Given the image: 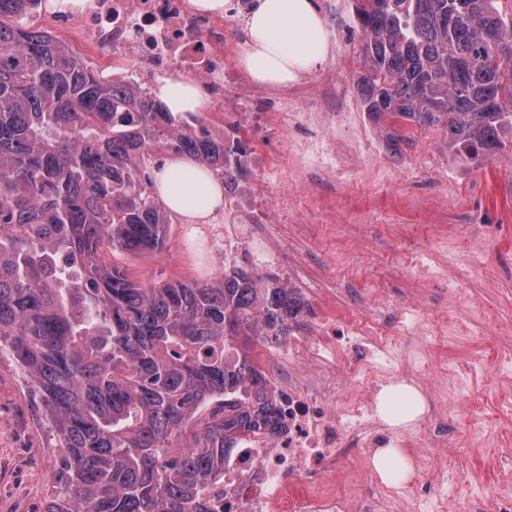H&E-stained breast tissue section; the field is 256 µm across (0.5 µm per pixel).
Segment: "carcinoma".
I'll return each mask as SVG.
<instances>
[{"instance_id":"1","label":"carcinoma","mask_w":512,"mask_h":512,"mask_svg":"<svg viewBox=\"0 0 512 512\" xmlns=\"http://www.w3.org/2000/svg\"><path fill=\"white\" fill-rule=\"evenodd\" d=\"M0 0V353L63 451L45 512H214L208 489L278 431L254 355L304 302L247 264L138 283L106 256L164 247L170 212L140 167L188 155L229 187L224 131L114 84ZM357 86L393 154L444 129L472 162L512 136V12L500 0H354Z\"/></svg>"}]
</instances>
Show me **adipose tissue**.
Here are the masks:
<instances>
[{"label":"adipose tissue","mask_w":512,"mask_h":512,"mask_svg":"<svg viewBox=\"0 0 512 512\" xmlns=\"http://www.w3.org/2000/svg\"><path fill=\"white\" fill-rule=\"evenodd\" d=\"M248 41L239 63L255 82L285 86L314 69L328 54L326 23L311 0H254L246 19ZM154 98L174 115L186 118L206 111L201 87L186 78L159 82ZM158 198L188 224H209L224 211V184L190 157L162 158L154 167ZM425 410L421 391L406 382L384 386L376 398V412L390 428L414 425ZM382 481L401 483L412 475L405 449L388 445L370 459Z\"/></svg>","instance_id":"1"}]
</instances>
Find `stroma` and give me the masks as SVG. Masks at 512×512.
I'll return each instance as SVG.
<instances>
[{
    "label": "stroma",
    "mask_w": 512,
    "mask_h": 512,
    "mask_svg": "<svg viewBox=\"0 0 512 512\" xmlns=\"http://www.w3.org/2000/svg\"><path fill=\"white\" fill-rule=\"evenodd\" d=\"M325 22L331 53L304 80L332 79L335 103L361 111L363 33L352 5ZM412 139L399 155L367 152L320 180L300 159L254 174L273 205L265 239L291 248L301 264L308 315L367 314L384 293V327L399 337L397 375L427 401L415 426L390 437L410 454L412 477L387 486L369 454L353 448L342 487L366 502L393 488L389 512H438L458 499L466 512H496L497 499L512 495V148L473 165L448 151L442 131L417 129ZM227 222L218 216L192 243L174 219L163 250L114 262L143 283L208 281L223 267ZM411 306L418 318L407 325ZM433 428L448 431L451 447H424L416 434ZM60 461L17 365L0 355V512H44ZM415 489L421 496L411 506Z\"/></svg>",
    "instance_id": "35a3bbf8"
}]
</instances>
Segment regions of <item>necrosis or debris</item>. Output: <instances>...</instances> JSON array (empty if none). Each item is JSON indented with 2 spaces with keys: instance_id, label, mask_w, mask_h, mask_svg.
Wrapping results in <instances>:
<instances>
[{
  "instance_id": "1",
  "label": "necrosis or debris",
  "mask_w": 512,
  "mask_h": 512,
  "mask_svg": "<svg viewBox=\"0 0 512 512\" xmlns=\"http://www.w3.org/2000/svg\"><path fill=\"white\" fill-rule=\"evenodd\" d=\"M247 13L246 0H232L221 18L191 11L186 0H91L85 11L53 16L41 5L23 22L52 19L107 51L116 83L146 91L174 74L191 75L223 112L224 157L241 171L280 166V157L263 149L274 121L281 131L296 129L295 154L323 172L334 159L337 127L352 125L356 115L305 112L302 98L288 95L260 106V90L224 63V29L243 25ZM224 207L233 217L224 228L225 259L243 251L274 278L299 279L298 268L269 253L256 231L271 215L264 195L238 186L225 194ZM397 343L370 315L303 319L288 339L269 341L263 369L277 399L279 430L270 445L244 448L225 468L224 512H373L337 487L336 472L347 449L388 444L374 392L378 380L396 374Z\"/></svg>"
}]
</instances>
